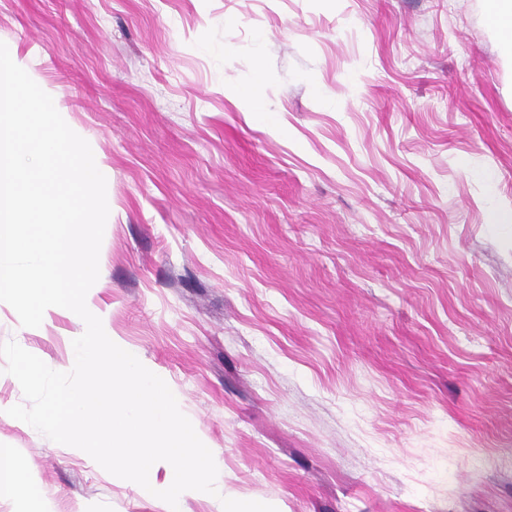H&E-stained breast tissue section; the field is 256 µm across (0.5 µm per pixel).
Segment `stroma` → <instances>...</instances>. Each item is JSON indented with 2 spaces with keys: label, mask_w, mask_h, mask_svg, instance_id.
<instances>
[{
  "label": "stroma",
  "mask_w": 512,
  "mask_h": 512,
  "mask_svg": "<svg viewBox=\"0 0 512 512\" xmlns=\"http://www.w3.org/2000/svg\"><path fill=\"white\" fill-rule=\"evenodd\" d=\"M493 0H0L108 167L88 309L278 512H512V48ZM266 80L255 84L257 68ZM255 88L266 109L249 111ZM80 331L0 302L65 372ZM0 512H167L7 414ZM0 470L1 472L4 471L3 487L1 482L0 489L1 495L10 493L19 486L29 483L27 474L12 463L10 453L5 448H0Z\"/></svg>",
  "instance_id": "stroma-1"
}]
</instances>
